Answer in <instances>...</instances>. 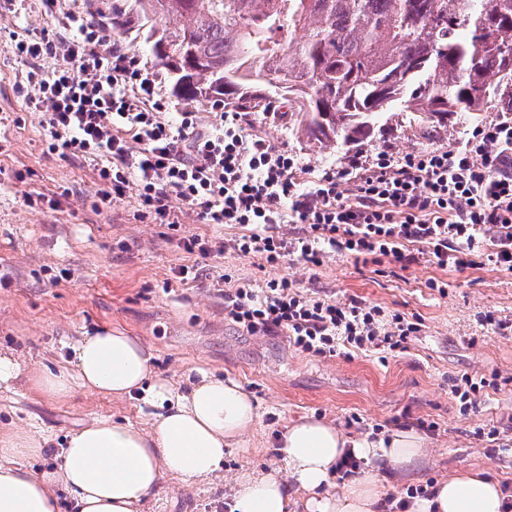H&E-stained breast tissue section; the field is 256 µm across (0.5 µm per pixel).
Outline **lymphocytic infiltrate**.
Segmentation results:
<instances>
[{
    "label": "lymphocytic infiltrate",
    "instance_id": "1",
    "mask_svg": "<svg viewBox=\"0 0 512 512\" xmlns=\"http://www.w3.org/2000/svg\"><path fill=\"white\" fill-rule=\"evenodd\" d=\"M64 28L58 44H15L29 62L15 87L29 104L46 107L51 151L95 162L101 201L136 188L145 214L175 231L171 202L181 200L204 223L238 225V250L271 265L291 258L318 266L343 252L405 267L414 260L409 244L418 243L438 266L464 269L474 266L479 237L492 227L494 262L512 270L511 118L475 127L450 149L353 159L304 188L295 157L246 134L242 113H220L206 128L192 111L169 119L157 77L135 52L111 45L102 28L76 14L66 15ZM60 50L67 63L45 70L44 59ZM345 182L353 185L348 197ZM289 215L304 224L301 234L279 233ZM224 313L247 331L285 333L296 349L322 357L341 344L401 349L422 328L419 318L388 316L358 300L342 306L307 297L285 278L238 286Z\"/></svg>",
    "mask_w": 512,
    "mask_h": 512
}]
</instances>
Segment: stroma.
Segmentation results:
<instances>
[{
    "instance_id": "stroma-1",
    "label": "stroma",
    "mask_w": 512,
    "mask_h": 512,
    "mask_svg": "<svg viewBox=\"0 0 512 512\" xmlns=\"http://www.w3.org/2000/svg\"><path fill=\"white\" fill-rule=\"evenodd\" d=\"M87 11V0H60L55 13L43 0L0 10V350L14 354L23 371L11 390L0 391V436L28 431L47 438L45 449L25 459L27 469L54 470L64 438L93 420L149 426L154 408L142 394L77 391L54 398L34 383L42 366L71 358L83 336L112 328L149 346L154 375L176 387L214 375L241 384L258 406L246 447L226 449L212 482L164 480L143 512H229L235 477L281 469L277 437L304 416L371 439L429 425L427 463L408 478L393 474L384 497L404 496L463 467L486 470L511 489L512 333L485 318L512 323V271L489 259L494 232L485 234L478 265L464 270L431 263L420 244L412 247L416 262L405 269L337 252L317 267L292 260L271 266L235 249L238 226L202 223L175 199L180 235L224 244L204 259L176 248L166 226L141 216L135 191L100 203L93 163L50 152L43 110L30 108L15 90L26 63L12 54L13 41L51 38L60 14ZM498 117L493 110L458 114L438 125L387 112L373 138L340 149L298 133L285 105L249 113L248 130L287 148L308 179L354 155L448 149ZM185 266L193 279L178 278ZM282 277L314 298L356 299L388 315L417 316L423 331L384 359L358 350L323 358L297 350L284 333H250L225 316V297L239 285L262 288ZM465 375L486 381L469 407L450 392Z\"/></svg>"
}]
</instances>
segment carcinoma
Returning a JSON list of instances; mask_svg holds the SVG:
<instances>
[{"mask_svg":"<svg viewBox=\"0 0 512 512\" xmlns=\"http://www.w3.org/2000/svg\"><path fill=\"white\" fill-rule=\"evenodd\" d=\"M172 95L270 112L288 99L318 143L355 145L385 112H512V0H104Z\"/></svg>","mask_w":512,"mask_h":512,"instance_id":"carcinoma-1","label":"carcinoma"}]
</instances>
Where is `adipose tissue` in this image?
I'll use <instances>...</instances> for the list:
<instances>
[{
  "label": "adipose tissue",
  "mask_w": 512,
  "mask_h": 512,
  "mask_svg": "<svg viewBox=\"0 0 512 512\" xmlns=\"http://www.w3.org/2000/svg\"><path fill=\"white\" fill-rule=\"evenodd\" d=\"M152 353L138 337L105 328L84 337L72 361L43 368L36 386L51 396L81 389L117 397L147 390L157 408L150 429L108 419L68 435L55 471L34 474L22 458L38 453L44 439L27 433L0 438V512H59L66 494L76 512H140L163 477L184 483L216 477L225 449L240 445L258 421V407L236 382L202 377L186 393L153 378ZM427 440L398 429L372 440L352 437L334 424L303 417L288 425L280 453L288 472H245L234 487L235 512H385L381 486L388 468L414 471ZM362 462L342 491L330 478L347 458ZM404 512H512V492L483 470L462 468L405 498Z\"/></svg>",
  "instance_id": "ef3b65f1"
}]
</instances>
